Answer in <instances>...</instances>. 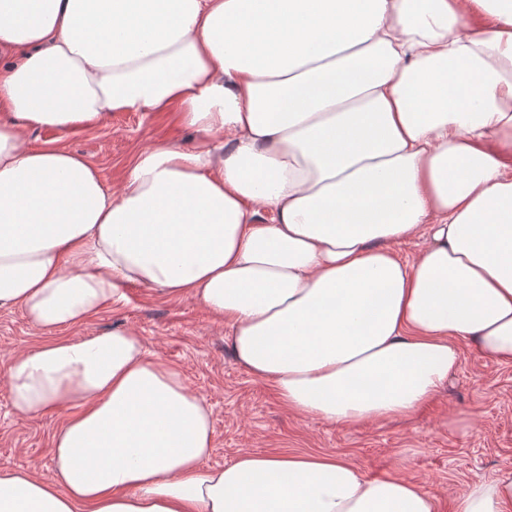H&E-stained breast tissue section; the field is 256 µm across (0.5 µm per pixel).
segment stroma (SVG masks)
Wrapping results in <instances>:
<instances>
[{
    "label": "stroma",
    "instance_id": "35a3bbf8",
    "mask_svg": "<svg viewBox=\"0 0 512 512\" xmlns=\"http://www.w3.org/2000/svg\"><path fill=\"white\" fill-rule=\"evenodd\" d=\"M34 146L52 145L82 156L107 187L118 188L130 159L158 145L189 147L195 134L178 108L166 112H115L103 125L60 133L30 130ZM125 298L86 323L67 328L75 337L128 328L151 357L179 369L212 411L213 447L205 464L221 467L240 453H314L347 458L367 475H396L435 496L440 512H455L471 481L512 469V364L495 362L461 344V365L446 388L404 421L336 426L295 413L272 385L237 365L230 329L189 297L166 298L137 284ZM43 339L20 309L0 310V470L25 469L49 478L52 440L65 413L22 419L11 405L7 368Z\"/></svg>",
    "mask_w": 512,
    "mask_h": 512
}]
</instances>
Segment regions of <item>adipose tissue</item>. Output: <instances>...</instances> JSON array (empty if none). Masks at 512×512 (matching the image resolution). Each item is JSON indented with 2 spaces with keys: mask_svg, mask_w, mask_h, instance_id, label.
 <instances>
[{
  "mask_svg": "<svg viewBox=\"0 0 512 512\" xmlns=\"http://www.w3.org/2000/svg\"><path fill=\"white\" fill-rule=\"evenodd\" d=\"M475 11L493 27L461 33ZM174 105L195 143L139 152L116 190L25 139ZM128 283L203 305L333 425L410 417L459 341L512 364V0H0V310L45 335L11 403L69 414L52 479L0 471V512H438L335 455L204 467L180 370L131 329L63 334ZM458 512H512V470Z\"/></svg>",
  "mask_w": 512,
  "mask_h": 512,
  "instance_id": "1",
  "label": "adipose tissue"
}]
</instances>
